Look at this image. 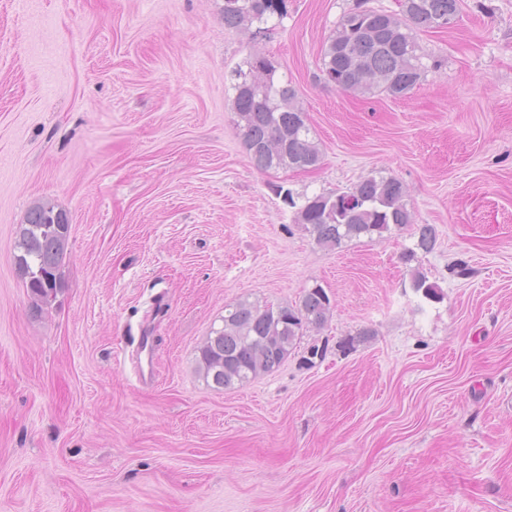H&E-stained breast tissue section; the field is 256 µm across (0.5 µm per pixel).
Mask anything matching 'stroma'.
Listing matches in <instances>:
<instances>
[{
    "mask_svg": "<svg viewBox=\"0 0 512 512\" xmlns=\"http://www.w3.org/2000/svg\"><path fill=\"white\" fill-rule=\"evenodd\" d=\"M361 1L398 10L286 0L254 35L225 28L224 0H0V512H512V0L418 33L429 68L403 97L319 79ZM253 53L296 88L317 169L250 161L228 76ZM378 171L436 229L414 263L407 231L319 247L278 194ZM42 200L70 237L36 311L15 255ZM416 266L442 301L411 288ZM316 284L324 328L242 386L206 383L225 305ZM144 330L140 383L123 357Z\"/></svg>",
    "mask_w": 512,
    "mask_h": 512,
    "instance_id": "35a3bbf8",
    "label": "stroma"
}]
</instances>
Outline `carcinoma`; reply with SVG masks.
<instances>
[{
    "label": "carcinoma",
    "mask_w": 512,
    "mask_h": 512,
    "mask_svg": "<svg viewBox=\"0 0 512 512\" xmlns=\"http://www.w3.org/2000/svg\"><path fill=\"white\" fill-rule=\"evenodd\" d=\"M398 6L393 14L362 6L343 13L322 47L320 79L342 92L400 97L427 68H438L436 62L423 64L416 33L459 15L460 0H398ZM283 16V0H224L228 28L248 31L255 23L266 25ZM230 80L237 125L257 170L320 166L322 154L296 103L297 91L277 75L270 59L250 56L246 67L232 70ZM284 200L295 209L294 223L331 251L361 237L382 239L413 224L406 187L392 176L370 175L341 193L303 194L299 202L288 190ZM69 232L66 213L49 201L35 203L20 225L15 265L38 309L62 288ZM413 235L417 239L407 253L409 261L419 251L432 252L437 243L431 224L417 226ZM411 288L429 301L443 299L439 285L418 269L411 274ZM331 310L329 294L318 284L294 305L240 298L224 307L223 326L211 329L199 348V367L214 388L232 390L279 367L304 332L328 322Z\"/></svg>",
    "instance_id": "carcinoma-1"
}]
</instances>
